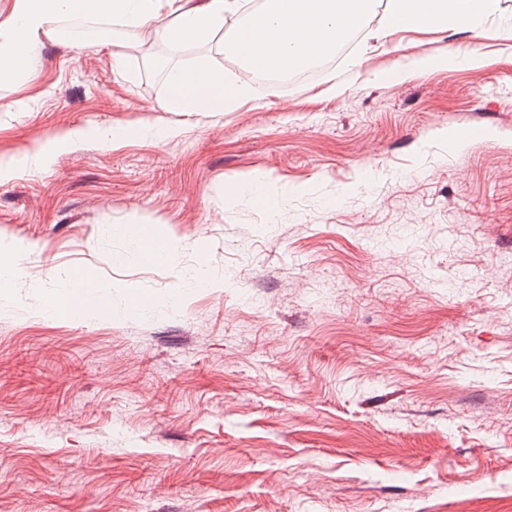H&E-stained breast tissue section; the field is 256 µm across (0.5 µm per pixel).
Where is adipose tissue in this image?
<instances>
[{"mask_svg":"<svg viewBox=\"0 0 512 512\" xmlns=\"http://www.w3.org/2000/svg\"><path fill=\"white\" fill-rule=\"evenodd\" d=\"M387 26L424 29L453 20L481 30L489 0H389ZM374 0H264L244 22L228 25L241 0H14L12 17L0 24V80L26 70L43 37L61 14L117 20L127 36L161 24L174 47L206 43L223 34L224 52L257 72L299 71L313 59L334 56L345 34L372 11ZM170 108L175 112H224L250 100L246 83H231L223 72L199 66L167 72Z\"/></svg>","mask_w":512,"mask_h":512,"instance_id":"ef3b65f1","label":"adipose tissue"}]
</instances>
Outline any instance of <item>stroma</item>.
I'll use <instances>...</instances> for the list:
<instances>
[{
  "label": "stroma",
  "instance_id": "stroma-1",
  "mask_svg": "<svg viewBox=\"0 0 512 512\" xmlns=\"http://www.w3.org/2000/svg\"><path fill=\"white\" fill-rule=\"evenodd\" d=\"M388 8L228 112L163 71L246 79L220 33L67 15L0 81V512H512V40ZM6 250L10 253V262L9 264H2L1 262V252ZM21 250L16 247H5L0 246V288H1V300H9L10 293L9 288H12V283L17 273L20 271V263H21Z\"/></svg>",
  "mask_w": 512,
  "mask_h": 512
}]
</instances>
